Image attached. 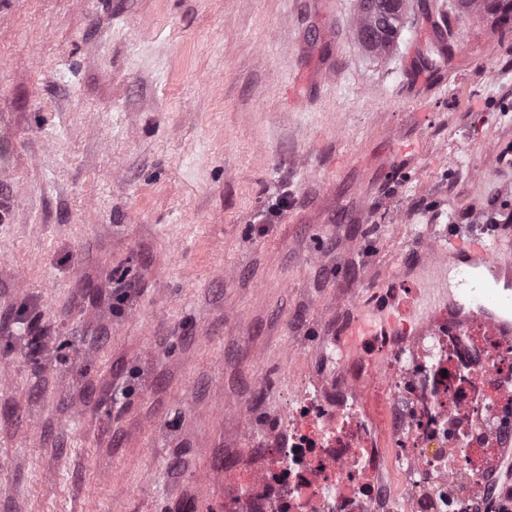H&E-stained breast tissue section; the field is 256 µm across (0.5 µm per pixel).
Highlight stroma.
Masks as SVG:
<instances>
[{
    "label": "stroma",
    "instance_id": "1",
    "mask_svg": "<svg viewBox=\"0 0 512 512\" xmlns=\"http://www.w3.org/2000/svg\"><path fill=\"white\" fill-rule=\"evenodd\" d=\"M455 2L378 58L357 0H0V512H224L392 274L447 302L512 211V32L414 54Z\"/></svg>",
    "mask_w": 512,
    "mask_h": 512
}]
</instances>
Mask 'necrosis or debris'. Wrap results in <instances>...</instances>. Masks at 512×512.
Returning a JSON list of instances; mask_svg holds the SVG:
<instances>
[{
	"mask_svg": "<svg viewBox=\"0 0 512 512\" xmlns=\"http://www.w3.org/2000/svg\"><path fill=\"white\" fill-rule=\"evenodd\" d=\"M357 346L326 375L289 377L269 464L237 480L224 512H512L499 473L512 459V334L443 306Z\"/></svg>",
	"mask_w": 512,
	"mask_h": 512,
	"instance_id": "necrosis-or-debris-1",
	"label": "necrosis or debris"
}]
</instances>
